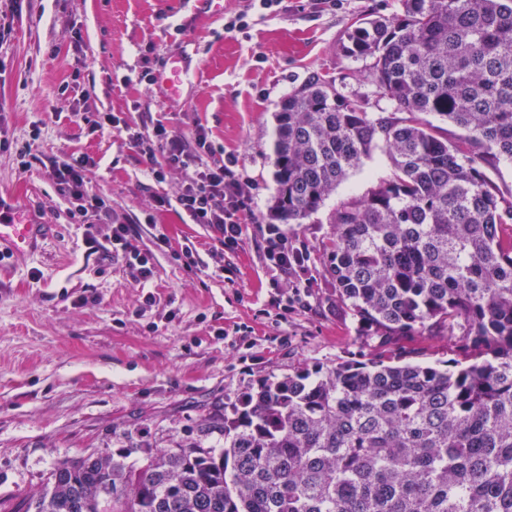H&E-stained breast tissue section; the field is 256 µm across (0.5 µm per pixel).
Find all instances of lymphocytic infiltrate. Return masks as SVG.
I'll use <instances>...</instances> for the list:
<instances>
[{"label":"lymphocytic infiltrate","mask_w":512,"mask_h":512,"mask_svg":"<svg viewBox=\"0 0 512 512\" xmlns=\"http://www.w3.org/2000/svg\"><path fill=\"white\" fill-rule=\"evenodd\" d=\"M126 133L130 143L146 158L154 181L163 182L173 171L181 176L179 194L172 200L157 199V206L174 207L191 223L211 228L224 248L237 249L242 240L243 219L252 215L254 198L244 187L236 157L217 159L218 148L201 125L188 138L161 122L139 130L130 127ZM88 166L87 156L74 154L52 163L56 183L70 203L69 215L78 224L93 221L108 225L104 252L135 263V280L139 285H146L152 277L151 256L132 245L128 225L113 223L109 201L90 193ZM260 235L272 284H279L281 277L292 271L299 275L300 289L309 287L308 253L289 245L285 225H261Z\"/></svg>","instance_id":"lymphocytic-infiltrate-1"}]
</instances>
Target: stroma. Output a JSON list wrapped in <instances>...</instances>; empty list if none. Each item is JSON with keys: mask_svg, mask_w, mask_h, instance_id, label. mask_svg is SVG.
Segmentation results:
<instances>
[{"mask_svg": "<svg viewBox=\"0 0 512 512\" xmlns=\"http://www.w3.org/2000/svg\"><path fill=\"white\" fill-rule=\"evenodd\" d=\"M279 15L249 35L224 30L248 0H21L12 16L0 0V113L9 149L0 151V192L27 215L55 224L54 238L22 257L0 260V512H34L30 503L66 458L118 455L140 466L145 450L221 433L198 425L247 389L293 368L371 358L364 336L336 297L322 259L334 209L385 179L389 155L364 158L322 208L288 228L309 254L304 307L279 318L260 247L275 193L273 137L281 100L312 73L367 99L372 114L391 111L366 79L369 60L347 57L345 30L357 16L391 17L400 0H285ZM187 63L179 92L138 81L174 58ZM112 112L131 126L159 120L182 134L195 125L234 155L255 198L242 241L228 251L203 224L174 210L178 174L155 182L125 135L98 133L82 114ZM27 156H19L21 148ZM91 158L90 189L131 225V240L151 254L153 277L139 288L120 259L89 249L104 224H76L52 176L67 154ZM154 223H144L146 213ZM203 265L187 267L184 245Z\"/></svg>", "mask_w": 512, "mask_h": 512, "instance_id": "1", "label": "stroma"}]
</instances>
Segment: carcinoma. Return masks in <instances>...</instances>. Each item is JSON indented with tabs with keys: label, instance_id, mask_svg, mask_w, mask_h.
I'll return each instance as SVG.
<instances>
[{
	"label": "carcinoma",
	"instance_id": "carcinoma-1",
	"mask_svg": "<svg viewBox=\"0 0 512 512\" xmlns=\"http://www.w3.org/2000/svg\"><path fill=\"white\" fill-rule=\"evenodd\" d=\"M355 17L350 57L392 112L313 74L275 113L270 216L302 224L375 149L390 175L332 213L338 298L382 350L259 383L201 443L58 461L35 512H512V0H401ZM436 114L465 135L444 139ZM459 337L442 368L397 364L400 339ZM485 172L500 192L512 194V159L500 157L497 162L486 165Z\"/></svg>",
	"mask_w": 512,
	"mask_h": 512
}]
</instances>
